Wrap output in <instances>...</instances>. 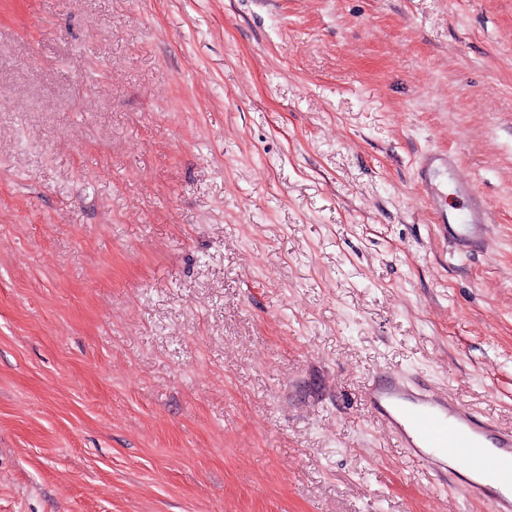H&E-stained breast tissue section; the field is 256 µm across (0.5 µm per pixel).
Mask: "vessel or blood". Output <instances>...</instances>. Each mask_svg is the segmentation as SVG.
Returning <instances> with one entry per match:
<instances>
[{
	"instance_id": "vessel-or-blood-1",
	"label": "vessel or blood",
	"mask_w": 512,
	"mask_h": 512,
	"mask_svg": "<svg viewBox=\"0 0 512 512\" xmlns=\"http://www.w3.org/2000/svg\"><path fill=\"white\" fill-rule=\"evenodd\" d=\"M415 176L440 232L459 251L485 247L489 205L460 176L454 155L423 153ZM466 202L463 211H449L447 193ZM367 402L402 448L433 474H462L468 495L486 501L491 512H512V432L481 420L454 403L447 393L398 375L373 377Z\"/></svg>"
}]
</instances>
